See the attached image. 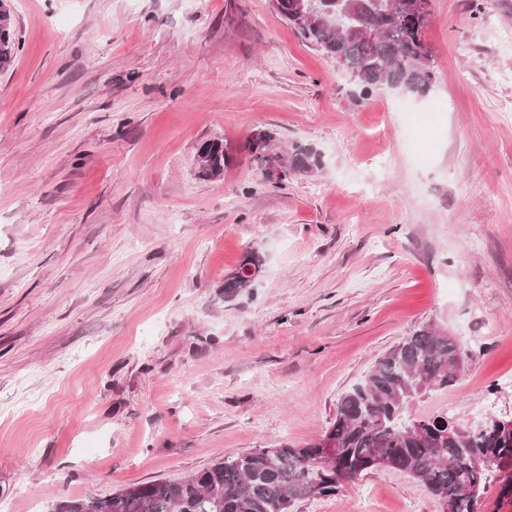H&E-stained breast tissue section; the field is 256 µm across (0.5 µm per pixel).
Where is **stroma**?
<instances>
[{
  "instance_id": "1",
  "label": "stroma",
  "mask_w": 512,
  "mask_h": 512,
  "mask_svg": "<svg viewBox=\"0 0 512 512\" xmlns=\"http://www.w3.org/2000/svg\"><path fill=\"white\" fill-rule=\"evenodd\" d=\"M0 72V502L302 445L405 336L474 347L415 417L512 415V0H430L424 99L363 97L269 0H12ZM259 128L314 147L273 186ZM235 161L198 179L197 144ZM259 247L263 274L221 286ZM292 512H438L375 468ZM250 141V157L252 163L257 167L258 170H262L264 165L268 162V152H272L279 144V139L276 134L267 129L256 130ZM256 145H260L261 148H257Z\"/></svg>"
}]
</instances>
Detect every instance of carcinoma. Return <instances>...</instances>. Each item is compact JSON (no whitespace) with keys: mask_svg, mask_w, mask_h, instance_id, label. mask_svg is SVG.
<instances>
[{"mask_svg":"<svg viewBox=\"0 0 512 512\" xmlns=\"http://www.w3.org/2000/svg\"><path fill=\"white\" fill-rule=\"evenodd\" d=\"M295 0H279L276 12L294 30L343 68L359 92L368 95L397 86L425 97L435 85L430 55L422 41L423 20L412 16V0H390L391 13L379 11L374 0H347L353 23L381 29L373 40H357L344 31L336 0H312L313 17L299 24ZM279 144L276 134L259 129L250 139V157L257 169ZM208 158L196 174L210 180L233 164L224 140L206 141ZM321 166L318 152L295 144L283 154L279 183L313 174ZM258 251H247L237 271L224 279V297L232 298L252 283L243 273L262 272ZM475 352L468 341L427 325L403 338L372 366L365 380L340 399L334 422L324 433L334 445V465L317 467L324 453L321 440L295 446L280 442L270 447L226 455L180 481L155 480L123 488L104 498L52 503L47 512H290L297 501L336 494L346 484L376 468L374 451L388 457V468L421 483L436 500L452 501L453 512H476L489 485L498 495L512 498V433L494 424L481 431L435 416L410 430L408 408L419 399L423 384L446 389L459 377L461 364Z\"/></svg>","mask_w":512,"mask_h":512,"instance_id":"cac0c4a2","label":"carcinoma"}]
</instances>
